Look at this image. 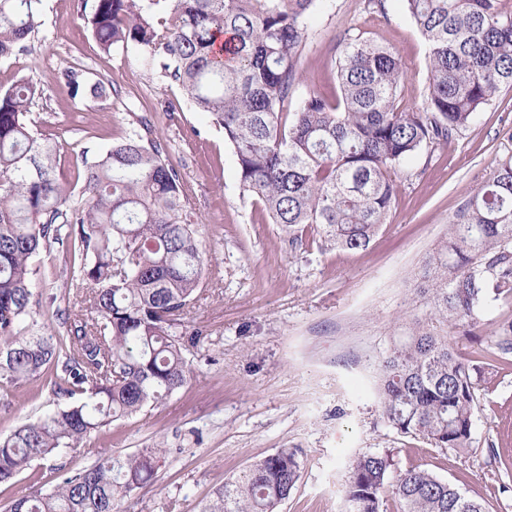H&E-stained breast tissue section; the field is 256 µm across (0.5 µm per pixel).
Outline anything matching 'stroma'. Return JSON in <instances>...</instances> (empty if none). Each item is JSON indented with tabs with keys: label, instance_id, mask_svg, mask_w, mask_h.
Segmentation results:
<instances>
[{
	"label": "stroma",
	"instance_id": "35a3bbf8",
	"mask_svg": "<svg viewBox=\"0 0 512 512\" xmlns=\"http://www.w3.org/2000/svg\"><path fill=\"white\" fill-rule=\"evenodd\" d=\"M80 0H42V26L23 55L0 61V86L27 76L44 87L31 108L35 130L61 145L57 172L74 180L93 158L148 112L154 135L169 152L190 198L206 251V283L185 317L205 342L191 350V382L129 418L93 435L90 448L65 449L33 461L0 484V512L11 500L51 492L101 456L161 447L167 454L154 481L124 497L119 512H200L216 487L255 461L293 448L299 480L278 512H347L345 487L358 455L390 452L396 469L420 466L485 499L491 512H512V478L501 477L494 455H512V368L486 370L476 386L472 446L457 452L397 432L382 417L378 361L405 325L427 308L415 272L448 234L462 203L512 146V88L502 90L477 121L436 150L400 164L387 224L367 249L321 248L308 233L292 250L280 225L261 219L243 196L231 147L201 112L167 111L179 87L148 71L134 51L103 53L79 18ZM392 49L405 77L398 104L422 106L429 81L426 44L401 0L385 13L363 0H318L298 60L299 93L338 95L334 45L345 32ZM112 82L117 95L93 101L73 95L61 71L71 66ZM71 254L57 247L36 261L33 292L39 319L55 335L84 309L69 298ZM512 318V297L489 304L473 332L450 341L470 358L493 321ZM67 399L41 382L0 389V435L64 407Z\"/></svg>",
	"mask_w": 512,
	"mask_h": 512
}]
</instances>
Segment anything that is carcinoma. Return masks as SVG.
<instances>
[{
  "label": "carcinoma",
  "instance_id": "cac0c4a2",
  "mask_svg": "<svg viewBox=\"0 0 512 512\" xmlns=\"http://www.w3.org/2000/svg\"><path fill=\"white\" fill-rule=\"evenodd\" d=\"M42 0H0V60L29 50ZM317 0H81L80 19L100 49H134L151 71L177 84L180 101L210 115L231 145L243 194L303 246L366 248L387 222L395 168L470 127L512 86V9L504 0H402L427 47L423 106L401 110L404 79L389 48L346 34L339 42L340 96L297 98L296 62ZM73 94L100 100L107 84L61 72ZM41 87L21 77L0 86V387L43 379L71 402L0 437V484L35 459L87 448L92 435L133 416L193 377L186 352L202 333L183 315L203 288L205 258L188 193L150 119L84 162L80 188L55 174L58 143L35 132L30 109ZM79 194H74V190ZM66 246L77 303L89 314L66 335L34 317V258ZM428 307L379 362L385 423L435 448H470L483 347L458 356L448 333L480 320L490 300L512 296V150L465 200L448 236L417 273ZM489 342L512 365V320ZM165 448L100 457L52 492L14 499L9 512H115V501L152 481ZM297 452L281 448L224 481L201 512H277L300 476ZM390 456L351 464L349 512H379L383 495L401 512H489L481 498L418 466L398 473Z\"/></svg>",
  "mask_w": 512,
  "mask_h": 512
}]
</instances>
